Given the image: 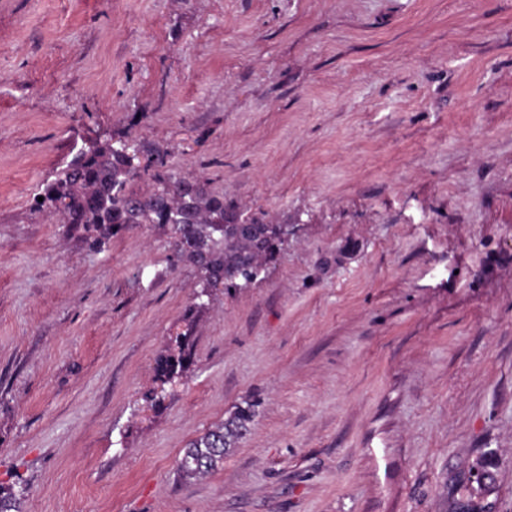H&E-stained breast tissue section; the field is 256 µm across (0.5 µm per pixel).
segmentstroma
Wrapping results in <instances>:
<instances>
[{"mask_svg": "<svg viewBox=\"0 0 512 512\" xmlns=\"http://www.w3.org/2000/svg\"><path fill=\"white\" fill-rule=\"evenodd\" d=\"M104 131L286 223L264 279L188 322L165 229L92 252L35 209ZM0 485L22 512H512V0H0ZM192 362V343L188 332L179 333L172 340L170 352L156 359L155 371L165 381L182 377ZM257 405L238 406L224 423L191 442L180 462L181 470L189 476L208 475L219 460L224 459L251 430L257 415Z\"/></svg>", "mask_w": 512, "mask_h": 512, "instance_id": "obj_1", "label": "stroma"}]
</instances>
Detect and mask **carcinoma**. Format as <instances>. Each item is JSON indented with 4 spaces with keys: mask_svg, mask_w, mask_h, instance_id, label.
Segmentation results:
<instances>
[{
    "mask_svg": "<svg viewBox=\"0 0 512 512\" xmlns=\"http://www.w3.org/2000/svg\"><path fill=\"white\" fill-rule=\"evenodd\" d=\"M129 134L107 132L78 153L33 200L38 210H49L60 223L79 235L91 251H99L112 236L136 224H158L172 239L177 257L197 268V293L217 279L224 287L246 288L260 280L266 266L277 260L288 234L285 225L266 213L250 214L251 223L236 224L244 213L224 195L208 192L198 182L182 177L166 154L158 153L143 168L131 164ZM150 173L152 189L140 194L132 183ZM192 362L190 336L179 333L170 352L159 356L155 371L166 381L182 377ZM256 405L238 406L224 423L191 442L180 462L188 476L208 475L251 430Z\"/></svg>",
    "mask_w": 512,
    "mask_h": 512,
    "instance_id": "carcinoma-1",
    "label": "carcinoma"
}]
</instances>
